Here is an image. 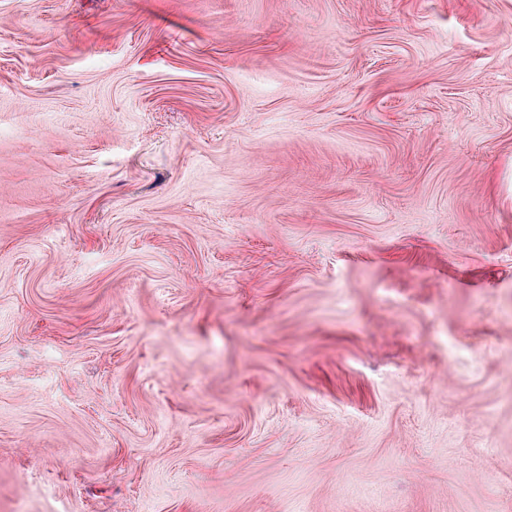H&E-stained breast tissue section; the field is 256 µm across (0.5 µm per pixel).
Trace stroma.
I'll list each match as a JSON object with an SVG mask.
<instances>
[{
	"instance_id": "1",
	"label": "stroma",
	"mask_w": 512,
	"mask_h": 512,
	"mask_svg": "<svg viewBox=\"0 0 512 512\" xmlns=\"http://www.w3.org/2000/svg\"><path fill=\"white\" fill-rule=\"evenodd\" d=\"M0 512H512V0H0Z\"/></svg>"
}]
</instances>
